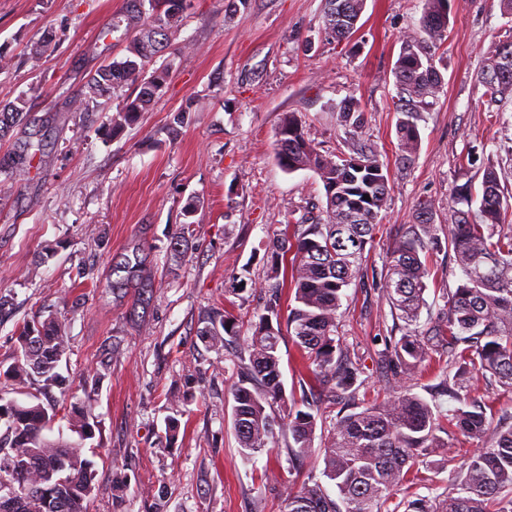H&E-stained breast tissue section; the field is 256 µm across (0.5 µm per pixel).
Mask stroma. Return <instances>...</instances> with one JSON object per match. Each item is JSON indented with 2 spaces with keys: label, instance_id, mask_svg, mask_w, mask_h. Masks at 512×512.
I'll use <instances>...</instances> for the list:
<instances>
[{
  "label": "stroma",
  "instance_id": "obj_1",
  "mask_svg": "<svg viewBox=\"0 0 512 512\" xmlns=\"http://www.w3.org/2000/svg\"><path fill=\"white\" fill-rule=\"evenodd\" d=\"M132 0H0V103L26 96L43 144L22 181L0 180V363L10 364L15 333L35 312L55 313L69 351L59 370L103 375L90 401L101 445L91 512H288L289 486L323 481V450L337 408H327L312 453L295 458L284 435L272 453L243 459L232 423L231 375L250 324L268 299L260 287L269 243L289 216L321 206L313 171H285L276 158L285 113H299L318 148L349 136L336 106L355 97L366 137L388 166L391 191L367 256L364 277L347 290L338 334L354 350L372 398L413 387L448 407L436 372L387 378L377 356L402 322L378 278L394 230L414 223L421 205L437 227L448 223L454 185L480 182L487 158L512 150V122H492L479 73L492 41L512 40V15L499 0H452L437 52L445 75L418 122L421 143L410 168L396 160L393 74L402 33L418 28L420 0H366L357 30L334 41L324 32L325 0H190L171 46L153 67L170 76L150 112L113 138L105 129L133 88L111 102L71 111L69 101L102 65L122 58L135 30L113 27ZM56 34L40 65L28 57L44 30ZM184 112L183 125L170 118ZM198 209L185 218L188 202ZM191 243L172 260L176 226ZM140 246L153 270V295L115 297L112 267ZM425 293L427 326L455 287L447 249H433ZM229 309L242 324L223 344L205 343L207 315ZM121 355H112L113 345ZM181 423L165 438L168 418ZM475 441L452 437L435 455L434 485L452 488Z\"/></svg>",
  "mask_w": 512,
  "mask_h": 512
}]
</instances>
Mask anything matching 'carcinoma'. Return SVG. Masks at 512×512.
I'll return each mask as SVG.
<instances>
[{
  "label": "carcinoma",
  "mask_w": 512,
  "mask_h": 512,
  "mask_svg": "<svg viewBox=\"0 0 512 512\" xmlns=\"http://www.w3.org/2000/svg\"><path fill=\"white\" fill-rule=\"evenodd\" d=\"M365 0H325L324 25L329 38H349L364 10ZM420 30L404 35L394 75L398 114L397 160L408 168L420 145L418 117L445 85L436 65V49L445 41L451 0H422ZM188 0H135L128 24L139 29L130 56L96 71L85 92L72 102L82 111L94 102L108 105L112 90L125 83L137 85L112 116V130L135 124L151 109L164 89L169 70L146 74L144 65L167 45V32L178 27ZM487 111L500 116V107L512 98V41L492 45L481 72ZM338 120L350 139L365 132L366 119L359 101L351 96L338 109ZM28 124V100L19 96L0 106V141L15 128ZM34 132L22 150L0 157V176L19 180L34 158ZM277 157L288 171L311 169L325 192V209L315 219L295 221L296 229L274 239L264 285L278 289L290 284L295 306L287 326L307 362L308 379L302 392L339 400L349 412L330 427L323 449L322 474L339 494L336 501L318 482L305 483L288 493V512H512V424L494 426L486 406L469 395L475 375L487 383L512 389V224L505 218L512 208L501 186L499 162L484 168L481 192L472 184L457 187L448 202L445 243L460 272L457 287L444 295L442 312L424 332L416 324L425 305L424 294L433 271L424 254L439 246L437 228L426 218L403 224L386 250L383 295L406 325L398 338L384 340L379 357L393 376H407L432 360L435 347H446L441 367L448 398L456 406L442 412L406 387L382 401L360 396L357 368L351 352L336 336L338 311L345 290L364 278L363 261L372 246L381 211L390 192L388 172L376 150L359 142L350 152L318 150L296 113H288L277 132ZM370 200H365L364 195ZM478 209H473L475 198ZM182 224L170 239L171 257L188 249ZM132 247L110 282L112 292L135 287L138 300L149 299L152 275ZM290 258V268L283 267ZM236 318L227 311L207 316L201 331L211 344L237 335ZM280 312L270 304L254 325L238 356L236 380L231 385L233 427L243 458L267 449L276 431L288 434L294 455L311 452V440L321 418L317 399L288 400L280 369ZM69 351L62 322L40 311L25 321L16 337L13 361L0 378V512H89L97 486L95 463L84 452L95 438L97 424L88 402L72 393L75 381L59 372ZM25 399L4 400L6 394ZM67 419L77 436L51 439L58 415ZM459 435L478 442L467 457L459 482L445 495H417L396 500L399 488L416 484L432 489V464L427 455L448 447L447 437Z\"/></svg>",
  "instance_id": "cac0c4a2"
}]
</instances>
